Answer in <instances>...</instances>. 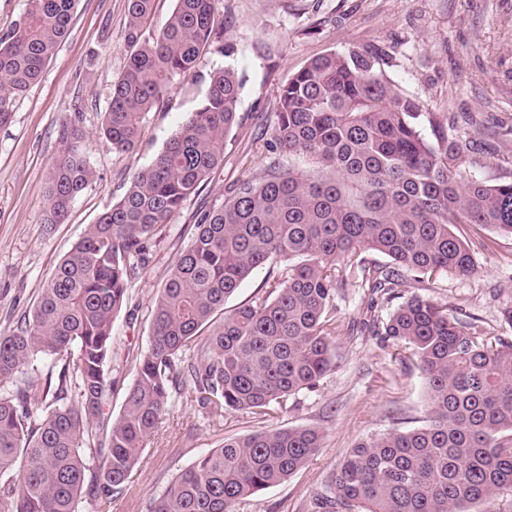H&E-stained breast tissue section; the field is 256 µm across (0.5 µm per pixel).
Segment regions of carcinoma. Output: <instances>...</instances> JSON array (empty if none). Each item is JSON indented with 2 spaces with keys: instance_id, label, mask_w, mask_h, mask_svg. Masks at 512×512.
<instances>
[{
  "instance_id": "obj_1",
  "label": "carcinoma",
  "mask_w": 512,
  "mask_h": 512,
  "mask_svg": "<svg viewBox=\"0 0 512 512\" xmlns=\"http://www.w3.org/2000/svg\"><path fill=\"white\" fill-rule=\"evenodd\" d=\"M76 0H27L0 35V126L68 33ZM125 69L112 82L100 132L112 151L138 142L148 113L176 80L197 77L224 42L223 0H176L145 38L154 0H127ZM389 52L352 44L313 57L283 86L271 138L302 154L305 171L269 168L220 205L201 210L151 310L122 411L112 392V324L148 245L224 163L243 86L231 67L208 74L195 112L88 226L28 316L0 334V512H80L83 493L112 512L148 438L186 394L210 417L246 413L311 391L336 368L337 301L355 283L396 306L372 335L409 350L427 384L430 415L351 449L318 512H491L512 495V340L490 339L448 307L408 291L440 273L477 266L455 224L512 235V179L469 173L471 139L393 81ZM428 125L435 141L422 133ZM76 115L59 131L43 206L66 221L94 180ZM376 253L386 259L367 258ZM285 264L264 298L224 313L256 269ZM318 430H260L230 438L182 470L147 512H239L246 498L301 469ZM95 450L97 459L86 456Z\"/></svg>"
}]
</instances>
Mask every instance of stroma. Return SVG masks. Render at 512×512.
I'll return each instance as SVG.
<instances>
[{
    "label": "stroma",
    "mask_w": 512,
    "mask_h": 512,
    "mask_svg": "<svg viewBox=\"0 0 512 512\" xmlns=\"http://www.w3.org/2000/svg\"><path fill=\"white\" fill-rule=\"evenodd\" d=\"M127 19V0H78L56 56L16 100L11 122L0 127V333H6L32 312L87 226L196 110L206 75L229 65L244 80L223 166L152 239L148 265L114 319L112 415H119L135 377L136 355L149 344L150 310L163 276L187 244L200 208L227 201L241 181L263 180L270 165L306 169L304 157L268 148L266 136L282 85L311 58L353 43L390 48V75L405 93L447 116L450 126L461 127L468 113L480 119L484 134L473 146L474 174L512 178V0H224L230 53H206L199 78L175 81L163 105L148 114L136 148L119 154L99 127L112 81L128 59ZM76 116L86 132L82 149L94 181L65 223L46 224L42 205L57 132ZM454 232L469 244L477 274L434 276L420 284L419 295L448 305L485 336L512 337V236L475 224L455 225ZM336 351V369L319 388L295 395L287 410L262 419L241 413L212 419L195 402L176 397L112 512H147L176 474L225 439L295 427L319 430L320 448L303 468L248 497L240 510L315 512L337 462L351 448L396 422L418 427L430 411L424 376L408 349L357 330L337 337Z\"/></svg>",
    "instance_id": "stroma-1"
}]
</instances>
